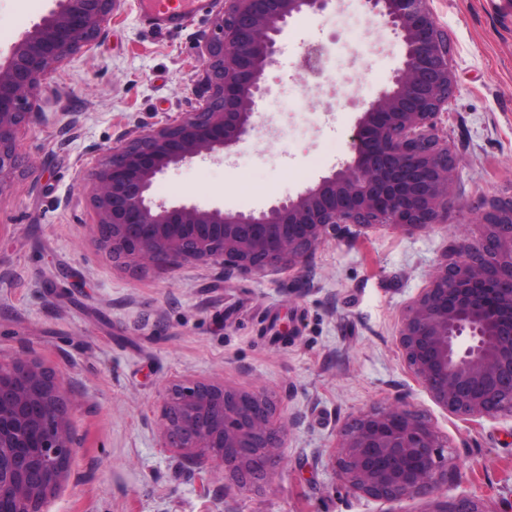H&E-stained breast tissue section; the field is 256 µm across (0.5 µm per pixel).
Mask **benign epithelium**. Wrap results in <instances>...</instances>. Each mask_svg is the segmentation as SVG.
<instances>
[{
    "label": "benign epithelium",
    "instance_id": "obj_1",
    "mask_svg": "<svg viewBox=\"0 0 512 512\" xmlns=\"http://www.w3.org/2000/svg\"><path fill=\"white\" fill-rule=\"evenodd\" d=\"M119 0H56L0 63V192L18 167L21 131L47 76L92 44ZM333 0H224L213 31L200 35L198 106L143 124L115 143L87 175L100 243L136 268L188 261L251 274L299 270L319 245L354 225L404 232L427 228L453 207L455 167L439 117L455 74L448 35L430 0H366L405 45V61L350 136L348 160L294 197L260 211L226 212L152 200L172 167L218 159L258 125L278 38L291 20ZM477 241L444 257L407 307L398 332L408 367L433 400L462 416L512 414V200L491 205ZM75 407L61 377L17 354L0 357V512H44L66 479L78 442ZM276 401L215 381L173 382L161 392V447L230 467L239 487L263 478L284 453L288 429ZM437 431L403 405L362 413L341 432L339 477L356 494L386 501L431 499L429 512H487L476 500H440L448 458Z\"/></svg>",
    "mask_w": 512,
    "mask_h": 512
}]
</instances>
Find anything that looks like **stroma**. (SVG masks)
Wrapping results in <instances>:
<instances>
[{
	"label": "stroma",
	"mask_w": 512,
	"mask_h": 512,
	"mask_svg": "<svg viewBox=\"0 0 512 512\" xmlns=\"http://www.w3.org/2000/svg\"><path fill=\"white\" fill-rule=\"evenodd\" d=\"M55 0H0V61ZM456 83L439 134L455 160L454 206L412 233L375 225L329 239L298 271L224 274L113 262L83 181L138 124L197 103V36L220 0L156 29L137 0L91 46L53 71L0 192V355L26 353L59 373L78 406L80 442L47 512H428L347 492L333 464L341 429L381 405H405L446 445L448 500L512 512V417L451 414L409 369L397 336L406 307L455 242L478 239L490 203L512 199V0H432ZM330 53L321 77L304 50ZM405 60L364 0L297 18L278 42L263 123L226 160L186 163L154 183L155 200L250 212L293 196L349 157L357 117ZM221 380L272 394L288 422L284 455L238 489L231 472L185 460L156 432L169 381Z\"/></svg>",
	"instance_id": "obj_1"
}]
</instances>
